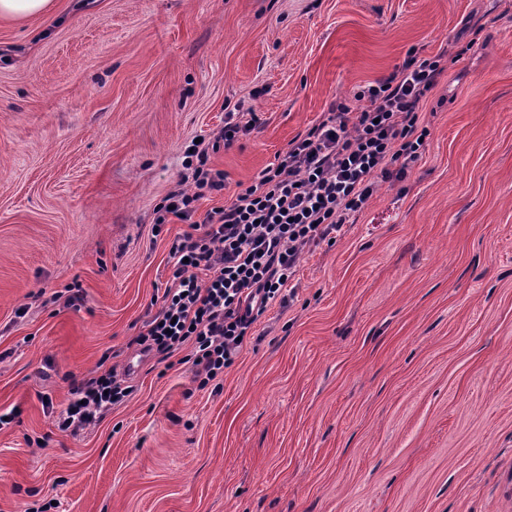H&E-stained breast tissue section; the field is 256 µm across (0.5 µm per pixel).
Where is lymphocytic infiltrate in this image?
Here are the masks:
<instances>
[{
    "label": "lymphocytic infiltrate",
    "instance_id": "1",
    "mask_svg": "<svg viewBox=\"0 0 512 512\" xmlns=\"http://www.w3.org/2000/svg\"><path fill=\"white\" fill-rule=\"evenodd\" d=\"M441 73L439 58L409 55L399 70L355 92L359 108L332 104L277 164L199 222L198 201L224 188L223 172L208 165L211 153L255 122L229 111L208 140L191 143L184 173L154 211V226L173 216L191 230L170 245L171 284L135 339L142 352L169 358L192 345L188 361L202 388L233 365L252 325L295 279L301 254L334 243L350 216L367 208L378 180L407 177L429 135L420 124L422 102ZM131 392L116 367L94 372L72 384L55 424L82 431Z\"/></svg>",
    "mask_w": 512,
    "mask_h": 512
}]
</instances>
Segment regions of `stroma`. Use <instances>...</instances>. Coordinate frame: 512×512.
Returning <instances> with one entry per match:
<instances>
[{"label": "stroma", "instance_id": "1", "mask_svg": "<svg viewBox=\"0 0 512 512\" xmlns=\"http://www.w3.org/2000/svg\"><path fill=\"white\" fill-rule=\"evenodd\" d=\"M443 72L380 182L235 362L133 340L188 232L154 209L226 103L223 206L410 51ZM79 286L82 299L67 292ZM134 391L58 431L101 361ZM0 512H512V0H54L0 20Z\"/></svg>", "mask_w": 512, "mask_h": 512}]
</instances>
